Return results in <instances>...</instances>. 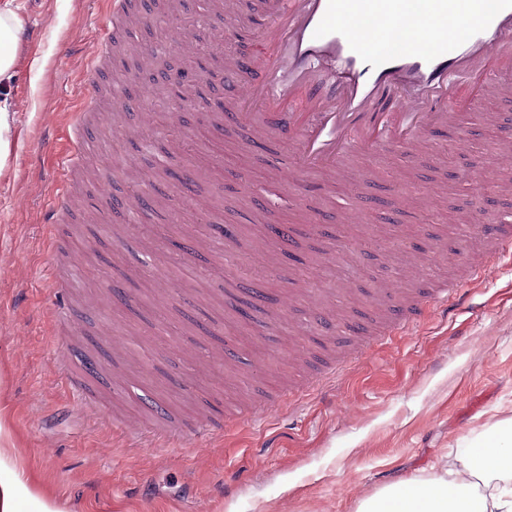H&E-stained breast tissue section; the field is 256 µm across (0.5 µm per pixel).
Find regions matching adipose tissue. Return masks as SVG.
<instances>
[{
  "label": "adipose tissue",
  "instance_id": "1",
  "mask_svg": "<svg viewBox=\"0 0 512 512\" xmlns=\"http://www.w3.org/2000/svg\"><path fill=\"white\" fill-rule=\"evenodd\" d=\"M24 21L18 0H0V173L9 135L19 110L12 94L23 54ZM0 426V512H61L35 492ZM459 467H447L426 480L408 478L361 499L355 512H512V419L488 428L487 437L469 443Z\"/></svg>",
  "mask_w": 512,
  "mask_h": 512
}]
</instances>
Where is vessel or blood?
I'll return each mask as SVG.
<instances>
[{"mask_svg": "<svg viewBox=\"0 0 512 512\" xmlns=\"http://www.w3.org/2000/svg\"><path fill=\"white\" fill-rule=\"evenodd\" d=\"M450 19L458 34L443 33ZM145 22L132 0H112V20L86 66L87 104L104 84L116 38ZM259 36L257 55L245 64L227 59L219 77L229 90L228 111L268 112L253 135L287 140L298 160L294 179L307 172L351 175L350 160L383 143L418 158L431 132L461 129V113L475 111L488 96L512 98V84L494 79L512 71V0H288L275 6ZM452 72L467 75L468 85L449 88ZM83 205L63 182L50 223ZM485 236L491 250L462 257L468 282L484 281L494 257L512 250V225H490ZM458 290L455 282L434 284L407 313L389 302L391 325L409 327L425 304L447 306ZM97 376L83 366L67 369L64 380L81 396Z\"/></svg>", "mask_w": 512, "mask_h": 512, "instance_id": "vessel-or-blood-1", "label": "vessel or blood"}]
</instances>
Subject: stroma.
Listing matches in <instances>:
<instances>
[{
	"instance_id": "35a3bbf8",
	"label": "stroma",
	"mask_w": 512,
	"mask_h": 512,
	"mask_svg": "<svg viewBox=\"0 0 512 512\" xmlns=\"http://www.w3.org/2000/svg\"><path fill=\"white\" fill-rule=\"evenodd\" d=\"M229 50L254 53L265 0H236ZM213 11L196 0L180 19L149 9L147 23L122 48L86 130L79 190L82 214L55 227L74 258L67 301L73 348L101 354L107 382L97 414L83 410L56 372L55 337L45 313L59 301L49 278L46 219L74 142L73 120L83 109L80 61L107 22L104 0H21L26 39L37 68L22 66L13 86L20 102L10 136L7 174L0 179V421L38 492L62 512H354L357 502L403 476H428L479 438L491 417L512 413V262L500 259L482 284L463 285L454 311L431 310L387 343L290 410L248 418L256 404L288 394L317 363L352 352L382 324L373 308L379 291L401 297L423 280H458L448 251L469 231V246L487 248L480 223L454 222L493 202L512 225V193L502 192L491 147L512 142V100L489 98L467 114L466 149L435 132L417 161L384 148L358 171L363 182L325 186L315 201L298 185L270 176L288 171L286 141L250 145L251 116L220 120L200 104L156 105L159 86L145 75L143 91L112 109L113 88H126L122 63L142 47L162 49L172 72L187 66L173 45L182 34L209 54ZM500 119L488 126L479 112ZM188 137L191 152L154 165L158 145ZM139 173L157 205L147 217L127 205L126 175ZM439 188L434 206L408 213L398 200ZM206 199L198 211L196 198ZM365 215L345 224V210ZM320 228L323 251L314 266L277 260L253 276L257 242L269 224ZM238 233L225 244L217 225ZM194 236H186V226ZM312 235L295 236L307 255ZM250 292L261 310L243 320L225 289ZM235 348L240 373L214 360L220 342ZM219 444L190 437L178 448L141 447L136 433L119 439L110 422L138 431L160 427L163 416L223 421Z\"/></svg>"
}]
</instances>
